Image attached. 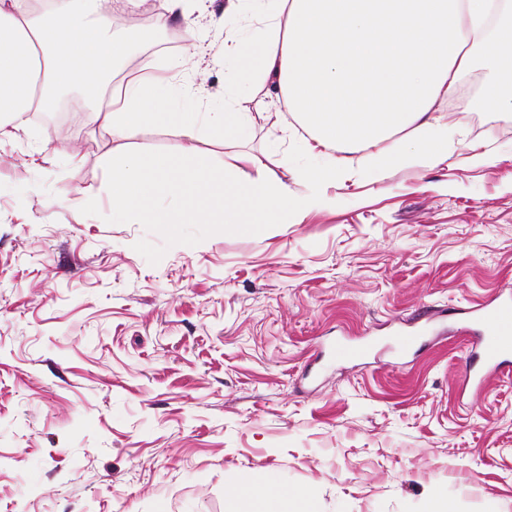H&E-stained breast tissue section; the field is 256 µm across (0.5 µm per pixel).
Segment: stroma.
I'll return each instance as SVG.
<instances>
[{
    "mask_svg": "<svg viewBox=\"0 0 512 512\" xmlns=\"http://www.w3.org/2000/svg\"><path fill=\"white\" fill-rule=\"evenodd\" d=\"M226 4L196 13L208 57L146 43L113 83L165 66L174 111L249 101ZM511 57L476 49L432 167L379 173L359 150L320 187L293 119L190 145L166 121L131 131L216 168L262 156L267 178L329 198L247 231L113 218L109 139L79 112L62 130L17 123L0 140V512H254L249 482L281 512H428L435 492L453 512H512V377L459 383L462 319L512 293V111L472 104ZM409 331L419 349L396 355ZM362 336L378 357L340 359Z\"/></svg>",
    "mask_w": 512,
    "mask_h": 512,
    "instance_id": "obj_1",
    "label": "stroma"
}]
</instances>
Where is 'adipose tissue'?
<instances>
[{
    "instance_id": "adipose-tissue-1",
    "label": "adipose tissue",
    "mask_w": 512,
    "mask_h": 512,
    "mask_svg": "<svg viewBox=\"0 0 512 512\" xmlns=\"http://www.w3.org/2000/svg\"><path fill=\"white\" fill-rule=\"evenodd\" d=\"M494 0H230L224 11V50L252 69L279 112L310 129L309 152L327 154L312 170V182L336 180L344 153L367 149L375 170L401 163L434 166L448 153L452 133L447 99L460 73L474 64ZM112 0H0V138L11 120L31 111H54L60 93H86V119L114 144L108 157L112 213L136 224H236L302 216L309 197L264 177L263 162L237 155L215 170L167 155L126 148L129 131L153 124L148 110L166 72L132 76L98 97L126 53L124 40L109 32ZM266 101L242 112H178L169 118L187 142L204 134L237 137L254 126ZM407 132L414 144L401 152L390 140ZM174 194L182 206L157 211L158 196Z\"/></svg>"
}]
</instances>
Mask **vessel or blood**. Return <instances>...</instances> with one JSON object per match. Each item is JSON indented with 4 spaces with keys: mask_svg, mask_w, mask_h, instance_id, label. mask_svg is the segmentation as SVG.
Here are the masks:
<instances>
[{
    "mask_svg": "<svg viewBox=\"0 0 512 512\" xmlns=\"http://www.w3.org/2000/svg\"><path fill=\"white\" fill-rule=\"evenodd\" d=\"M472 320L479 342L466 365L463 385L480 391L489 375L512 365V298L498 296L479 305Z\"/></svg>",
    "mask_w": 512,
    "mask_h": 512,
    "instance_id": "obj_1",
    "label": "vessel or blood"
}]
</instances>
